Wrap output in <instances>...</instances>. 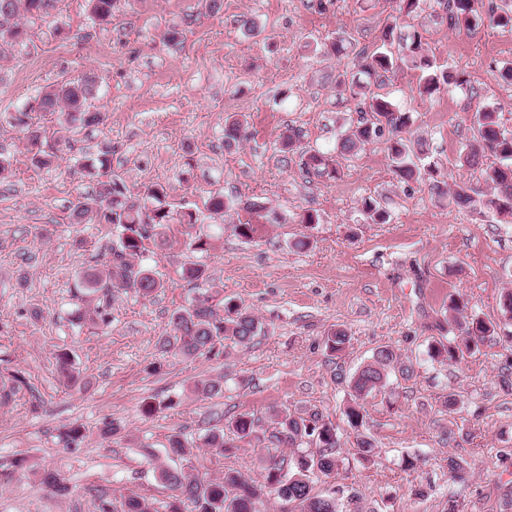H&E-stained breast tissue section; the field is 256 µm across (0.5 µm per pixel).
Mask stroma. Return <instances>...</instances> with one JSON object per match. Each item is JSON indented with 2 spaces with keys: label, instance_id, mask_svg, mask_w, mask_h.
<instances>
[{
  "label": "stroma",
  "instance_id": "1",
  "mask_svg": "<svg viewBox=\"0 0 512 512\" xmlns=\"http://www.w3.org/2000/svg\"><path fill=\"white\" fill-rule=\"evenodd\" d=\"M444 15L438 0L409 17L394 0H114L112 20L102 24L88 0H57L48 16L27 22L24 42L0 55V155L11 162L0 180V378L19 371L31 384L0 407V512H95L100 489L167 500L154 468L166 459L169 435L194 439L243 412L266 424L281 409L316 412L335 426L342 464L315 478L313 490L343 489L350 512H446L452 498L461 512H505L512 388L502 378L512 350L494 339L448 366L431 360L428 347L448 333L450 296L464 299L467 314L501 321L500 295L512 289V219L477 217L437 202L428 181H401L385 139L353 155L339 148L358 114L336 78L362 48L379 44L390 23L419 32L436 64L462 71L467 82L427 99L418 93L421 71L405 67L381 93L412 113L407 137L424 147L439 181L483 189L480 168L459 162L474 135L467 110L477 101L498 107L512 129V85L496 77L512 62V30L460 33ZM170 30L177 39L164 41ZM344 32L350 44L332 53ZM87 73L96 77L91 105L102 123L69 133L55 116L37 115L60 151L51 167L33 168L11 116L46 86ZM229 116L243 121L246 137L228 150ZM291 130L300 134L292 151L282 144ZM104 147L111 174L131 195L160 181L172 208L199 211L213 236L205 263L214 283L265 325L249 347L230 343L219 358L176 360L150 373L170 315L192 296L179 277L192 258L180 224L145 243L163 291L117 294L108 329L71 325L68 314L81 303L76 277L113 240L110 230L71 221L76 199L96 188L77 161ZM303 150L331 156L335 177L304 175ZM218 191L259 201L282 220L232 211L214 227L204 202ZM370 197L386 210V223L363 214ZM307 210L318 223L300 224ZM246 219L255 228L247 241L231 230ZM304 235L309 248L294 249ZM334 328L350 338L338 357L323 344ZM381 345L392 346L410 373L393 374L384 393L364 401L376 444L365 463L345 416L348 382ZM60 349L74 359L81 388L59 382ZM205 377L223 378L222 396L193 393ZM451 392L458 402L449 409ZM151 395L174 399V408L143 418L140 403ZM113 424L118 433L107 435ZM72 425L85 434L77 448L60 439ZM281 454L255 443L221 456L197 450L177 465L259 481L269 458ZM452 456L464 461L465 482L451 478ZM17 458L26 471L14 468ZM44 471L63 475L72 493L52 494L38 478Z\"/></svg>",
  "mask_w": 512,
  "mask_h": 512
}]
</instances>
